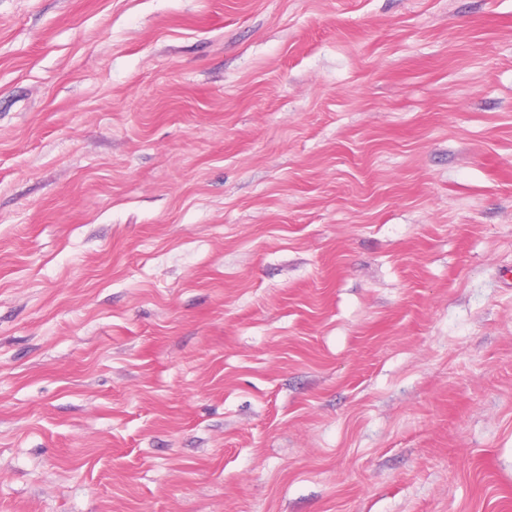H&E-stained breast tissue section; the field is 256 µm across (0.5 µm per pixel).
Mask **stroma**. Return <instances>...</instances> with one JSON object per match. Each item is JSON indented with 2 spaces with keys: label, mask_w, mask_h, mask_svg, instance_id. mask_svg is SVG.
<instances>
[{
  "label": "stroma",
  "mask_w": 512,
  "mask_h": 512,
  "mask_svg": "<svg viewBox=\"0 0 512 512\" xmlns=\"http://www.w3.org/2000/svg\"><path fill=\"white\" fill-rule=\"evenodd\" d=\"M0 512H512V0H0Z\"/></svg>",
  "instance_id": "1"
}]
</instances>
